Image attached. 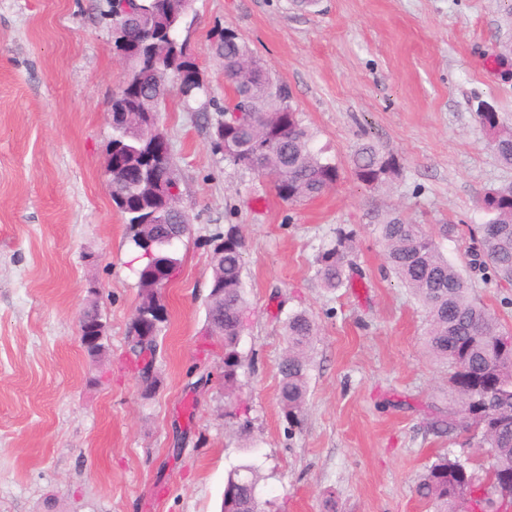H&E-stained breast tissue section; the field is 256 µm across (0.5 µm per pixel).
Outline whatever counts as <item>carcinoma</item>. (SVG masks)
<instances>
[{"instance_id": "cac0c4a2", "label": "carcinoma", "mask_w": 512, "mask_h": 512, "mask_svg": "<svg viewBox=\"0 0 512 512\" xmlns=\"http://www.w3.org/2000/svg\"><path fill=\"white\" fill-rule=\"evenodd\" d=\"M137 9L153 17L152 28L142 35L130 26L131 41L114 43L117 55L133 52L144 71L154 56H161L168 64L166 77L178 78L196 67L187 40L180 39L187 15H170L166 0H138ZM216 49L224 57V78L233 96L242 97L234 106L224 107L228 115L217 125L229 148L224 160L266 175L284 201L315 198L331 189L340 178L338 167L314 149L313 136L301 114L283 110L263 68L256 62L246 64L251 59L246 43L225 31ZM163 101L164 97L145 83L127 89L126 95L113 103V110L157 114ZM477 118L491 136L497 158L512 167V128L504 126L496 112H479ZM112 160L117 169L137 165L145 170L144 182L117 193L127 235L135 248L143 250L151 241L161 245L188 230L189 221L180 220L169 205L177 179L151 182L158 166L173 165L171 158H161L160 148L152 146L137 128L120 124L112 129ZM399 169L394 155L371 142L362 144L354 158L357 179L373 189L391 182ZM482 209L489 219L472 230V252L496 279L512 285V183L487 191ZM377 232L386 245L390 269L425 311L428 352L449 368L448 415L433 417L430 427L441 435L452 436L460 430L470 433L479 454L476 470L449 454L437 457L421 475L416 494L434 504L436 512H512V495L493 493L489 485L494 477L512 474V334L502 329L494 312L472 297L470 285L441 255L424 225L389 213L377 225ZM354 236V231L339 227L335 239L318 254L317 275L326 288L353 287L350 249ZM214 240L224 241V253L214 255L216 294L207 305V332L224 340L225 414L246 417L248 408L235 396L241 367L240 320L247 306L242 286L244 241L234 225ZM133 330L135 334L128 336L130 352L143 395L148 398L159 383L155 364L160 328L147 337L138 327ZM316 336L311 315L305 311L288 315L278 400L293 424L304 414ZM259 481V471L251 464L229 471L221 512H228L230 500L234 512H268L266 506L271 501L260 500Z\"/></svg>"}]
</instances>
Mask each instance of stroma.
I'll return each instance as SVG.
<instances>
[{"mask_svg": "<svg viewBox=\"0 0 512 512\" xmlns=\"http://www.w3.org/2000/svg\"><path fill=\"white\" fill-rule=\"evenodd\" d=\"M107 11L108 0H0V512H220L225 477L244 463L277 512H433L415 493L426 466L477 453L429 427L448 410L446 367L374 226L390 211L425 225L512 331V287L471 268L469 252L482 195L512 183L476 118L485 101L512 126V0H194L188 39L206 92L185 104L172 91L161 106L190 233L161 290L149 398L129 367L137 251L104 173L125 76ZM227 28L287 85L314 149L336 162L321 196L282 201L214 149ZM368 140L402 166L380 190L353 172ZM232 224L245 237L237 394L252 408L251 451L224 414V343L205 333L211 239ZM340 227L356 234L361 277L330 290L316 257ZM92 307L107 325L99 359L80 340ZM299 310L318 335L292 428L278 365Z\"/></svg>", "mask_w": 512, "mask_h": 512, "instance_id": "stroma-1", "label": "stroma"}]
</instances>
